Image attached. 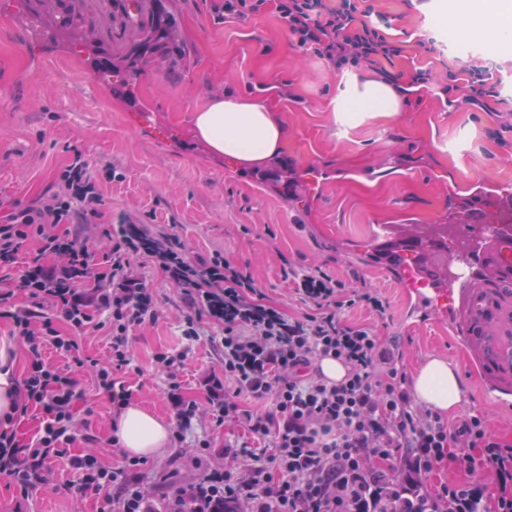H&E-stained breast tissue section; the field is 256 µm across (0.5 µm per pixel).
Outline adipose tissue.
Masks as SVG:
<instances>
[{
    "instance_id": "obj_1",
    "label": "adipose tissue",
    "mask_w": 512,
    "mask_h": 512,
    "mask_svg": "<svg viewBox=\"0 0 512 512\" xmlns=\"http://www.w3.org/2000/svg\"><path fill=\"white\" fill-rule=\"evenodd\" d=\"M453 9L469 21L461 37L490 33L501 47L512 49V0H454ZM336 109L354 122L372 112L397 115L400 101L395 89L385 82L354 79L337 97ZM192 135L212 155L251 165L278 154L285 140L282 125L265 104L233 95L214 98L195 112ZM412 391L420 404L451 415L462 401L464 385L455 366L432 355L413 372ZM113 426L122 451L130 456H154L169 440V424L136 405L117 414Z\"/></svg>"
}]
</instances>
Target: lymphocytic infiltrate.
Here are the masks:
<instances>
[{
  "label": "lymphocytic infiltrate",
  "instance_id": "lymphocytic-infiltrate-1",
  "mask_svg": "<svg viewBox=\"0 0 512 512\" xmlns=\"http://www.w3.org/2000/svg\"><path fill=\"white\" fill-rule=\"evenodd\" d=\"M372 10L367 0L276 3L298 44L337 70L376 71L381 60L399 55L367 23ZM119 178L112 164L90 168L77 151L48 195L0 216V320L27 361L13 410L0 416V477L21 500L49 483L50 460L64 458L76 475L68 490L95 496L97 512H224L228 502L239 512H379L386 499L394 512H512V444L494 436L488 416L477 411L451 422L417 403L381 337L343 317L356 304L383 311L382 300L321 268L292 267L288 276L306 311L286 315L264 303L254 279L221 252L192 259L177 236H154L130 220L115 229L103 225L102 187ZM86 224L100 225L108 238L103 257L90 250ZM34 242L37 252L28 253ZM135 257L149 259L179 288L185 340L200 341L205 316L224 328L216 342L220 367L202 382L204 402L182 393L183 352L155 355L175 410L173 441L183 443L187 429L202 420L242 424L251 438L247 445L225 444L220 462L209 439L195 441L183 463L198 477L163 485L159 496L145 484L138 458L112 467L94 454L69 452L79 429L73 367H88L92 388L113 409L130 403L115 372L130 363L131 329L157 316L154 292L131 270ZM99 331L110 342L103 360L87 356L77 340ZM50 349L68 356L70 366L49 363ZM329 356L346 368L336 383L319 368ZM246 399L259 410L243 409ZM34 407L45 419L20 442L13 422ZM241 457L250 461L242 471L235 466ZM445 465L463 478L425 491ZM478 473L493 477L496 495H485Z\"/></svg>",
  "mask_w": 512,
  "mask_h": 512
}]
</instances>
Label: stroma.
Listing matches in <instances>:
<instances>
[{
    "mask_svg": "<svg viewBox=\"0 0 512 512\" xmlns=\"http://www.w3.org/2000/svg\"><path fill=\"white\" fill-rule=\"evenodd\" d=\"M370 2L372 25L401 49L387 67L398 85H408L419 69L462 77L479 68L496 96L484 107L457 111L438 86L421 87L402 96L396 117L373 114L351 125L333 101L342 80L366 81L372 72L329 69L289 36L270 2L247 20L224 22L212 11L213 0H177L174 17L187 39L189 66L171 75L152 64L124 76L99 68L125 42L120 28L100 20L123 14L124 0H52L58 24L93 30L96 54L28 41L22 0H0V204L37 201L73 150L90 163H112L125 175L104 187L113 222L126 216L153 234H178L193 257L224 253L289 314L300 306L284 274L288 261L320 266L370 290L384 312L357 304L346 309V319L396 339L406 373L428 355L448 358L467 388L462 411L488 413L492 429L512 443V407L487 399L469 351L447 324L428 320L407 329L405 292L391 265L373 253L376 225L440 224L450 209L473 207L474 195L483 192L491 206L505 207L499 192L512 186V51L483 36L458 39L453 29L460 20L445 15V0ZM227 94L268 104L287 129L279 154L258 166L207 155L190 133L191 119ZM132 267L159 308L155 322L134 331L131 365L121 378L133 403L170 421L174 411L155 353L186 351L183 393L203 400L199 381L219 367L212 339L222 329L202 321L201 342L186 345L176 288L147 259H134ZM73 376L84 392L75 415L86 436L76 439L72 453L95 451L106 464H119L120 450L103 445L112 407L91 391L86 369H74ZM51 467V485L33 492L27 512H96L94 496L66 490L73 478L67 463Z\"/></svg>",
    "mask_w": 512,
    "mask_h": 512,
    "instance_id": "obj_1",
    "label": "stroma"
}]
</instances>
